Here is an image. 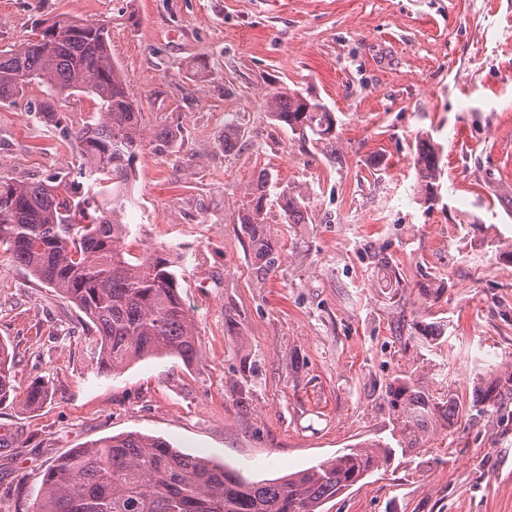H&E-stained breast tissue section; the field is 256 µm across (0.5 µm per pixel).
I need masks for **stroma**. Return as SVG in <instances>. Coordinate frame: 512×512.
I'll return each instance as SVG.
<instances>
[{
	"instance_id": "obj_1",
	"label": "stroma",
	"mask_w": 512,
	"mask_h": 512,
	"mask_svg": "<svg viewBox=\"0 0 512 512\" xmlns=\"http://www.w3.org/2000/svg\"><path fill=\"white\" fill-rule=\"evenodd\" d=\"M60 13L108 28L140 106L132 250L173 260L198 357L100 373L83 313L0 251L16 384L52 393L0 406V512H31L55 459L128 432L255 481L394 445L387 380L413 371L468 401L480 363L512 361V259L486 245L512 240V0H0V47ZM280 91L332 112L334 136L278 124L265 102ZM42 97L0 105V165L18 180L78 163L73 138L28 111ZM228 127L244 132L230 151ZM426 140L442 148L431 207L413 165ZM262 173L272 267L235 215ZM297 192L305 221L289 224ZM416 318L444 335L407 342ZM324 512H512V400L397 449Z\"/></svg>"
}]
</instances>
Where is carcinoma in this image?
Listing matches in <instances>:
<instances>
[{"label": "carcinoma", "instance_id": "cac0c4a2", "mask_svg": "<svg viewBox=\"0 0 512 512\" xmlns=\"http://www.w3.org/2000/svg\"><path fill=\"white\" fill-rule=\"evenodd\" d=\"M42 88L35 111L61 130L57 104L76 95L96 111L72 132L79 148L75 174L19 181L0 168V248L40 284L75 305L93 324L98 370L116 373L136 361L173 356L190 365L197 338L178 292L171 260L159 250H129L126 188L144 140L138 104L112 62L108 31L97 22L58 14L36 37L0 49V104H15L32 85ZM274 119L304 135L331 136L333 113L310 99L278 92L266 100ZM418 201L433 204L441 177L440 150L425 141L414 160ZM290 224L304 222L305 199L285 197ZM251 243L269 264L277 252L267 234L259 189L238 207ZM442 335L436 322H415L409 336ZM13 355L0 340V405L16 396ZM475 396L453 392L433 398L414 375L385 384L398 443L411 446L438 425L454 428L472 411L499 409L512 399V363H488L476 377ZM50 398L43 382L23 402L35 408ZM392 455L380 443L345 448L304 471L251 481L208 459L183 454L139 433L99 439L59 457L44 474L33 512H322L323 506L379 469Z\"/></svg>", "mask_w": 512, "mask_h": 512}]
</instances>
